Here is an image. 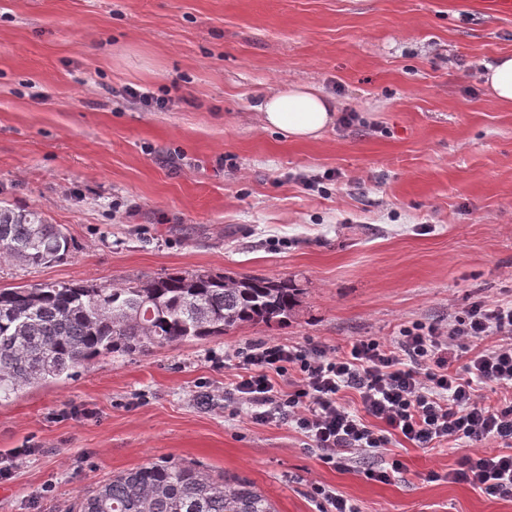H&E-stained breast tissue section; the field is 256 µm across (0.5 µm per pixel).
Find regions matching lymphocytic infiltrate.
Here are the masks:
<instances>
[{"label":"lymphocytic infiltrate","instance_id":"obj_1","mask_svg":"<svg viewBox=\"0 0 512 512\" xmlns=\"http://www.w3.org/2000/svg\"><path fill=\"white\" fill-rule=\"evenodd\" d=\"M482 342L471 352L473 342ZM238 374L232 391L251 419L291 424L344 467L400 437L423 448L480 445L449 478L491 497H512V301L473 302L447 324L415 323L398 336H363L332 352L314 342L258 340L225 353ZM494 390L488 401L486 390ZM357 393L359 408L341 401Z\"/></svg>","mask_w":512,"mask_h":512}]
</instances>
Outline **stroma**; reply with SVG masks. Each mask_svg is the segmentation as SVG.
I'll use <instances>...</instances> for the list:
<instances>
[{"mask_svg": "<svg viewBox=\"0 0 512 512\" xmlns=\"http://www.w3.org/2000/svg\"><path fill=\"white\" fill-rule=\"evenodd\" d=\"M504 53L499 0H0V203L73 243L38 268L0 256L1 288L186 271L303 290L288 324L102 355L0 400V512H69L170 459L248 478L277 512H317V482L358 512H512L448 481L465 446L396 440L326 467L292 427L253 422L224 392L235 367L214 363L512 299V106L483 79ZM295 82L336 102L319 140L259 123L262 92ZM394 454L391 482L363 476Z\"/></svg>", "mask_w": 512, "mask_h": 512, "instance_id": "35a3bbf8", "label": "stroma"}]
</instances>
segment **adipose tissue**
<instances>
[{
	"label": "adipose tissue",
	"instance_id": "adipose-tissue-1",
	"mask_svg": "<svg viewBox=\"0 0 512 512\" xmlns=\"http://www.w3.org/2000/svg\"><path fill=\"white\" fill-rule=\"evenodd\" d=\"M264 128L299 140H313L336 120V104L314 87L294 83L263 93L257 106Z\"/></svg>",
	"mask_w": 512,
	"mask_h": 512
}]
</instances>
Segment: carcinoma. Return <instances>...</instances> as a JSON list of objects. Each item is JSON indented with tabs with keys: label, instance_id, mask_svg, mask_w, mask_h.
Listing matches in <instances>:
<instances>
[{
	"label": "carcinoma",
	"instance_id": "cac0c4a2",
	"mask_svg": "<svg viewBox=\"0 0 512 512\" xmlns=\"http://www.w3.org/2000/svg\"><path fill=\"white\" fill-rule=\"evenodd\" d=\"M70 238L35 210L0 206V253L27 266L68 255ZM300 289L286 279L175 272L119 287L41 283L0 289V395L69 378L103 355L146 352L288 323ZM73 512H275L248 479L179 461L147 463L98 484Z\"/></svg>",
	"mask_w": 512,
	"mask_h": 512
}]
</instances>
